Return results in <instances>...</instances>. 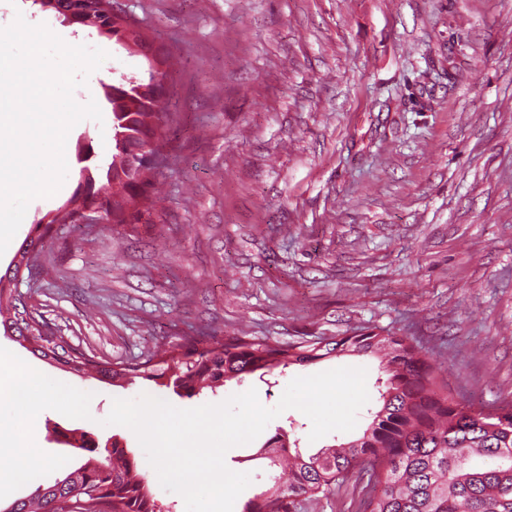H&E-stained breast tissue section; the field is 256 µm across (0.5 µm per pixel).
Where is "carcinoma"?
I'll use <instances>...</instances> for the list:
<instances>
[{
  "label": "carcinoma",
  "instance_id": "1",
  "mask_svg": "<svg viewBox=\"0 0 512 512\" xmlns=\"http://www.w3.org/2000/svg\"><path fill=\"white\" fill-rule=\"evenodd\" d=\"M108 40L146 47L142 36L127 35L116 19L96 13L84 23ZM140 82L128 79L112 87L113 131L137 139L150 153L162 152L160 131L169 121L163 103L135 93ZM153 170H140L114 147L111 162L92 172L100 182V205L115 224L137 219L136 206L153 186ZM73 213L38 224L17 254L35 252L50 236L53 223H67ZM19 265L0 274V328L15 337L34 356L79 376L114 386L136 380L165 386L191 398L231 380L256 372L268 375L292 365H306L342 355L380 359L381 408L362 435L338 447L304 456L279 434L263 448L270 465L280 467L273 484L248 500L242 512H298L302 499L327 496L353 477L367 475L359 512H512V404L491 411L462 405L439 379V369L422 348L406 336H383L374 330L285 344L256 341L245 336L218 339L204 329L181 337L160 358L143 362H112L63 341L49 338L40 326L43 316L21 317L15 281ZM91 453L80 466L48 486L37 487L5 512H161L137 464L128 452L112 445L104 457L98 446L83 443Z\"/></svg>",
  "mask_w": 512,
  "mask_h": 512
}]
</instances>
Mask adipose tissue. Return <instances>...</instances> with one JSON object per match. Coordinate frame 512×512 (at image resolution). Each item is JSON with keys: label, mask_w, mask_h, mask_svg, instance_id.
<instances>
[{"label": "adipose tissue", "mask_w": 512, "mask_h": 512, "mask_svg": "<svg viewBox=\"0 0 512 512\" xmlns=\"http://www.w3.org/2000/svg\"><path fill=\"white\" fill-rule=\"evenodd\" d=\"M33 370L12 364L0 369V380H7L8 389H0V400L7 401L10 419L6 425L11 439V454L0 464V486L10 485L31 477L44 464V456L36 443V417L48 405L66 409L69 400L50 399L32 390Z\"/></svg>", "instance_id": "ef3b65f1"}]
</instances>
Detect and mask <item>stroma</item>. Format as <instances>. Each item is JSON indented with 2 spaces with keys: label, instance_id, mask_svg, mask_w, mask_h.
<instances>
[{
  "label": "stroma",
  "instance_id": "stroma-1",
  "mask_svg": "<svg viewBox=\"0 0 512 512\" xmlns=\"http://www.w3.org/2000/svg\"><path fill=\"white\" fill-rule=\"evenodd\" d=\"M148 39L172 55L163 129L161 200L138 221L58 224L38 275L18 286L73 347L137 363L206 328L259 341L406 336L427 351L455 397L475 409L512 401V0H120ZM105 47L101 68L75 89L103 120L70 136L68 173L52 201L33 200L0 256V273L48 212L81 180L76 156L112 136L107 85L147 79L145 58L95 30L0 0L15 14ZM29 364L72 400L37 417L46 466L0 489V512L75 463L62 436L119 443L137 460L161 512H185L164 490L136 436L105 425L113 399L149 394L188 409L256 389L275 406L288 383L338 367L367 371L356 427L309 441L289 409L225 462L272 475L261 456L276 434L303 454L349 442L379 410V361L341 357L292 366L275 380L229 381L187 398L154 383L124 387L57 369L0 331V365Z\"/></svg>",
  "mask_w": 512,
  "mask_h": 512
}]
</instances>
